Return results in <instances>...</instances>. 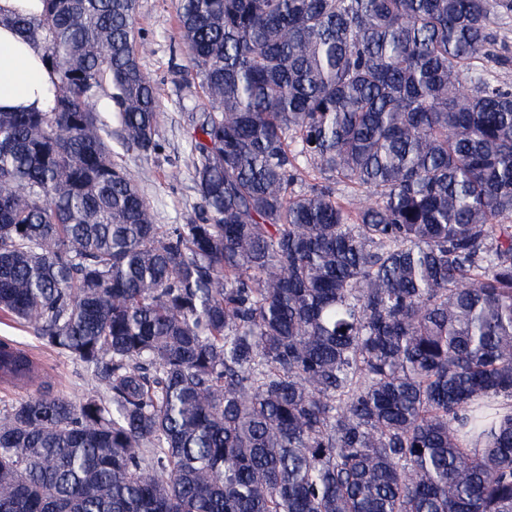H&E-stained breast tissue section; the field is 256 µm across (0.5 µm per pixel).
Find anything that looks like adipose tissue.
Instances as JSON below:
<instances>
[{
  "label": "adipose tissue",
  "mask_w": 512,
  "mask_h": 512,
  "mask_svg": "<svg viewBox=\"0 0 512 512\" xmlns=\"http://www.w3.org/2000/svg\"><path fill=\"white\" fill-rule=\"evenodd\" d=\"M42 50L24 40L11 25L0 24V109H39L49 75Z\"/></svg>",
  "instance_id": "ef3b65f1"
}]
</instances>
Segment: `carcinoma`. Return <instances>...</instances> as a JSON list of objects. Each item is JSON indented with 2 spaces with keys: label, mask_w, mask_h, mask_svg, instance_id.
Instances as JSON below:
<instances>
[{
  "label": "carcinoma",
  "mask_w": 512,
  "mask_h": 512,
  "mask_svg": "<svg viewBox=\"0 0 512 512\" xmlns=\"http://www.w3.org/2000/svg\"><path fill=\"white\" fill-rule=\"evenodd\" d=\"M136 10L10 18L50 87L0 111V317L102 391L0 415V512H512V0H177L189 224L115 161Z\"/></svg>",
  "instance_id": "obj_1"
}]
</instances>
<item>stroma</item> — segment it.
<instances>
[{"mask_svg":"<svg viewBox=\"0 0 512 512\" xmlns=\"http://www.w3.org/2000/svg\"><path fill=\"white\" fill-rule=\"evenodd\" d=\"M176 14L177 0H138L136 32L139 40L151 47L150 53L142 56L141 64L158 93L160 148L150 155L124 150L117 156L138 182L160 224H186L197 213L185 137L188 114L200 89L184 71L187 54L179 37ZM0 336L17 337L37 352L49 375L55 378L56 389L77 395L96 392V383L78 366L41 351L30 329L0 323Z\"/></svg>","mask_w":512,"mask_h":512,"instance_id":"1","label":"stroma"}]
</instances>
